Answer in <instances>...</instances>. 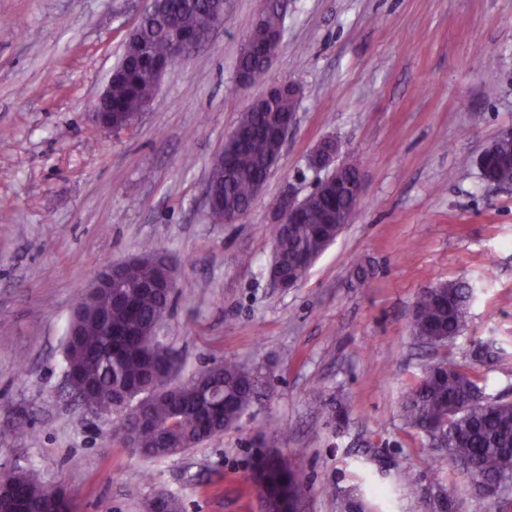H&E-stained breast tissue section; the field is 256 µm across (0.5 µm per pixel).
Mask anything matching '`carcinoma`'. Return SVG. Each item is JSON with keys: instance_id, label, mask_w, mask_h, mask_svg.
<instances>
[{"instance_id": "carcinoma-1", "label": "carcinoma", "mask_w": 512, "mask_h": 512, "mask_svg": "<svg viewBox=\"0 0 512 512\" xmlns=\"http://www.w3.org/2000/svg\"><path fill=\"white\" fill-rule=\"evenodd\" d=\"M221 0H163L158 9L143 16L125 43L120 65L113 70L112 98L101 105L116 115L141 112L159 86L157 77L178 62L172 48L170 27L190 35L205 19L216 13ZM284 18L274 7H266L251 28L241 49L237 71L249 83L263 81L268 66L260 44L266 35L282 32ZM295 109L288 94L278 95L259 106L249 104L241 113L237 127L246 131L245 139L224 143V163L212 168L209 191L222 204L224 212H239L260 194L278 144L267 135L282 114ZM485 179L497 184H512V158L484 161ZM352 200L343 184L327 177L303 205L295 224L275 229L277 262L290 277L303 278L311 263L336 238V229L346 223ZM162 253L152 243L142 246L144 260L126 268L123 277L129 306L112 305L101 293L86 303V313L78 326H69L64 344V373L80 380L77 399L93 414L118 415L126 412L123 393L152 387L164 390L170 383L171 365L158 353L160 343L156 322L166 316L172 293L152 291L148 285L157 275L150 258ZM442 292L427 286L420 291L414 308V336L427 345L451 341L468 324L473 288L465 281L441 283ZM202 372L218 388L224 399L204 403L196 390L186 386L179 392L161 396L142 410L146 423L134 428L131 452L143 458H165L169 452L158 447L161 439L186 451L233 427L249 410L255 395L252 371L234 362L216 363ZM478 379L468 368L443 357L430 364L409 388L403 404L406 423L423 430L429 425L447 427V437L439 450L455 464H463L475 477H493L502 487L512 486V401L490 404L472 402ZM0 481L29 496L36 508L54 503L67 505L60 491L35 480L16 467ZM252 484L259 487L267 512H293L296 496L302 491L301 474L279 465L275 458L262 455L254 463Z\"/></svg>"}]
</instances>
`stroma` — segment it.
Instances as JSON below:
<instances>
[{
    "label": "stroma",
    "mask_w": 512,
    "mask_h": 512,
    "mask_svg": "<svg viewBox=\"0 0 512 512\" xmlns=\"http://www.w3.org/2000/svg\"><path fill=\"white\" fill-rule=\"evenodd\" d=\"M265 0H224V24L163 76L134 126L95 125L92 104L138 21L123 0H0V468L26 467L73 512H260L250 482L262 437L306 478L303 512H424L443 485L470 512L468 474L406 424L426 365L469 360L489 397L512 400V187L477 159L512 129V0H288L264 83L237 60ZM282 81L297 123L247 215L208 217L211 158L244 107ZM357 164L360 206L294 288L271 280L274 200L327 173L324 138ZM152 242L175 261L160 330L177 381L215 362L246 364L257 395L236 427L184 454L144 459L113 421L68 394L63 346L73 308L105 266ZM462 280L471 320L445 348L410 327L419 291ZM27 421L18 434L15 425ZM419 482L407 484L405 473Z\"/></svg>",
    "instance_id": "1"
}]
</instances>
